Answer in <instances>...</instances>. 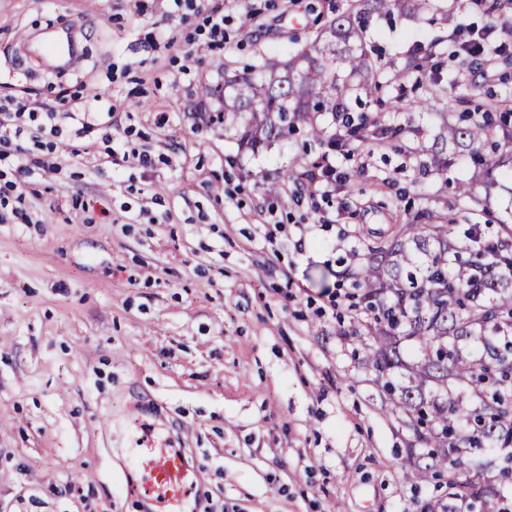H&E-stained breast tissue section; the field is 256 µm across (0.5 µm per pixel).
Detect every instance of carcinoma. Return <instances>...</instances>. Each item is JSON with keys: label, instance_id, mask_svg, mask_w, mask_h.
Masks as SVG:
<instances>
[{"label": "carcinoma", "instance_id": "carcinoma-1", "mask_svg": "<svg viewBox=\"0 0 512 512\" xmlns=\"http://www.w3.org/2000/svg\"><path fill=\"white\" fill-rule=\"evenodd\" d=\"M434 0H353L349 12L332 19L286 61L268 60L263 70L224 81V90L203 94L222 100L217 121L242 129L239 142L256 149L298 127L321 138L315 118L337 112L361 91L404 85L422 67L419 54L381 81L364 30L374 14L389 19L413 14L435 21ZM452 108L465 113L464 127L445 124L439 139L479 159L488 175L503 167L496 152L482 147L497 128L473 119L463 92ZM427 224H407L391 239L367 249L358 272L370 320L362 323L371 343L365 367L392 396L421 448L407 449L405 477L430 478L446 488V500L423 512H512V501L477 480L468 469L448 468V453L475 449L508 451L512 460V226L491 239L478 227L458 246L454 219L427 213Z\"/></svg>", "mask_w": 512, "mask_h": 512}]
</instances>
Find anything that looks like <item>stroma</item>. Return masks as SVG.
Listing matches in <instances>:
<instances>
[{
    "instance_id": "obj_1",
    "label": "stroma",
    "mask_w": 512,
    "mask_h": 512,
    "mask_svg": "<svg viewBox=\"0 0 512 512\" xmlns=\"http://www.w3.org/2000/svg\"><path fill=\"white\" fill-rule=\"evenodd\" d=\"M350 0H224V40L206 22L214 0L169 17L161 0H0V100L58 105L59 91L110 94L111 126L73 137L58 116L56 172L0 161V186L24 200L0 205V512H147L127 479L143 435L182 450L189 496L166 512H421L434 484L404 477L413 432L364 364L365 252L422 213L455 220L457 239L512 225V181L490 186L448 149L447 169L406 151L430 147L435 117L457 85L472 106L512 99L500 69L448 81L456 28L479 12L440 0L446 21L372 16L364 35L383 76L417 47L437 66L418 88L419 112L396 87L361 95L372 129L347 157L345 131L318 118L321 139L297 133L240 147L237 130L194 124L199 88L287 59ZM68 22L75 61L31 59L25 35ZM122 160L102 163L106 148ZM328 159L338 179L318 211L281 203L297 156ZM471 198L454 194L459 181ZM313 225L297 251L301 225Z\"/></svg>"
}]
</instances>
